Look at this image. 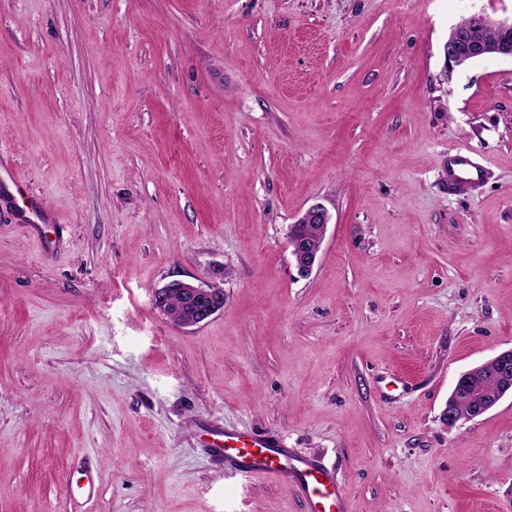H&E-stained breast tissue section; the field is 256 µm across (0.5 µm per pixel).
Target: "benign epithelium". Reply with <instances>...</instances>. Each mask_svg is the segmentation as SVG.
<instances>
[{
    "label": "benign epithelium",
    "instance_id": "1",
    "mask_svg": "<svg viewBox=\"0 0 512 512\" xmlns=\"http://www.w3.org/2000/svg\"><path fill=\"white\" fill-rule=\"evenodd\" d=\"M474 24L466 29L453 27L443 44L445 67L464 66L479 58L480 55H496L512 58V18L496 19L485 12L472 14ZM494 29L501 34L497 42H487L482 34L487 29ZM301 222H312L326 228L330 223L327 209L320 203L310 205L299 218ZM319 260L316 250L303 252L295 256L297 273L302 278L309 277ZM176 289L188 300V317L184 326H197L221 310L215 302L222 295L220 289L208 284H193L183 281L168 283L155 291L153 303L156 308H163L169 290Z\"/></svg>",
    "mask_w": 512,
    "mask_h": 512
}]
</instances>
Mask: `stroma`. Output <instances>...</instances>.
Returning a JSON list of instances; mask_svg holds the SVG:
<instances>
[{
	"label": "stroma",
	"mask_w": 512,
	"mask_h": 512,
	"mask_svg": "<svg viewBox=\"0 0 512 512\" xmlns=\"http://www.w3.org/2000/svg\"><path fill=\"white\" fill-rule=\"evenodd\" d=\"M479 11L512 0H0V512L88 469L85 512H308L225 473L227 427L348 512H512V395L440 419L512 349V58L442 54ZM452 151L484 182L449 193ZM173 280L223 309L178 326ZM298 221H301L302 223L309 221L313 224H292L294 226L291 230V236L289 234V227L288 237L291 242L290 246L292 247V255L293 247H298L303 244L309 247H315L320 236V228L318 224L321 225L322 229V238L319 250H313L310 252L305 251L294 257L297 273L300 277L307 278L312 274L314 267L319 260V253L324 239L325 228L330 223V215L322 204L315 203L310 205L303 212ZM175 283V284H174ZM170 289H177L188 300V317L184 321V327L197 326L215 315L224 306L215 302L218 296H222V288H216L208 284H193L183 281H173L157 289L153 296V303L158 309L163 304ZM178 291L172 290L165 301L163 312L176 323L181 322L186 314L185 299ZM508 381L507 384L498 374L494 362H489L480 368L476 367L465 372L457 383L452 398V408L458 420L447 403L442 412L443 421L448 424V428L452 429L461 421H464L461 419L478 417L484 406L494 404L506 386L512 385V377ZM474 388L481 389L487 397V401L483 405L474 404L469 400V393Z\"/></svg>",
	"instance_id": "stroma-1"
}]
</instances>
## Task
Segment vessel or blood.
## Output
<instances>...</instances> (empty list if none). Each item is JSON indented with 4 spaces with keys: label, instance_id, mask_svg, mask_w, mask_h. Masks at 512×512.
I'll return each mask as SVG.
<instances>
[{
    "label": "vessel or blood",
    "instance_id": "1",
    "mask_svg": "<svg viewBox=\"0 0 512 512\" xmlns=\"http://www.w3.org/2000/svg\"><path fill=\"white\" fill-rule=\"evenodd\" d=\"M448 163L453 174L449 190L478 184L485 177L484 169L474 165L464 153L449 155ZM220 453L225 467L242 481H289L302 491L308 512H345L341 493L318 462L294 453L280 439L228 429Z\"/></svg>",
    "mask_w": 512,
    "mask_h": 512
}]
</instances>
